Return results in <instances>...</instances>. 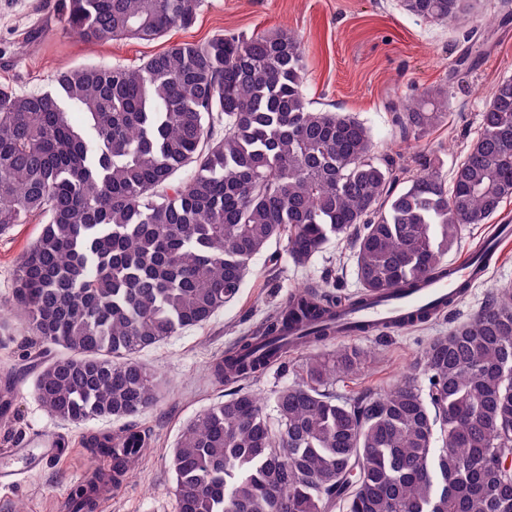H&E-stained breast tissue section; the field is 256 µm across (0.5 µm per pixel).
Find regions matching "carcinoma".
<instances>
[{"instance_id": "obj_1", "label": "carcinoma", "mask_w": 512, "mask_h": 512, "mask_svg": "<svg viewBox=\"0 0 512 512\" xmlns=\"http://www.w3.org/2000/svg\"><path fill=\"white\" fill-rule=\"evenodd\" d=\"M401 3L437 22L477 7ZM202 7L66 0L64 24L87 44L152 41ZM304 73L301 38L276 28L172 44L134 67H74L53 90L0 85V235L46 220L16 268L15 305L43 343L69 351L36 378L49 414L80 424L156 405L165 382L136 355L224 309L274 242L298 265L333 239L351 245L364 303L443 272L462 228L512 197V79L496 86L452 178L421 152V173L399 191L407 166L377 154L357 119L313 108ZM447 120L445 87L395 117L415 139ZM342 304L332 291H297L211 375L258 373L290 348L291 328L308 346L333 342ZM367 359L353 345L307 355L275 393L273 419L240 392L190 422L169 459L176 512H512L497 466L512 444V286L432 339L414 363L423 381L336 398V379ZM144 447L133 429L91 436L66 512H96L131 466L122 449Z\"/></svg>"}]
</instances>
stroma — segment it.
<instances>
[{
  "label": "stroma",
  "instance_id": "35a3bbf8",
  "mask_svg": "<svg viewBox=\"0 0 512 512\" xmlns=\"http://www.w3.org/2000/svg\"><path fill=\"white\" fill-rule=\"evenodd\" d=\"M61 0H0V83L24 92L47 91L56 75L80 65L135 66L180 42H203L220 33L248 35L285 27L303 38L305 90L316 108L358 117L369 128L379 153L407 155L420 148L436 151L445 173H452L476 137L481 114L496 85L512 77V16L502 0H480L474 15L441 23L405 11L401 0H204L190 28L172 27L162 39L84 44L64 28ZM479 30L480 53H469L468 34ZM448 89L449 116L420 141L403 139L396 112L425 89ZM33 217L0 237V308L10 311L12 336L0 342V380H14L8 422H0V458L9 449L41 451L45 435L58 437L62 454L50 457L18 485L0 488V512H62L70 488L88 464L85 438L120 433L123 421L100 417L72 424L49 417L35 396L36 365L65 356L44 345L13 311L17 264L41 228ZM512 225V198L504 200L489 223L471 225L447 255L448 262L477 250L495 226ZM336 281V291H358L356 268L345 244L331 242L306 266L288 256L257 255L238 297L202 326L143 350L139 359L167 381L153 409L136 419L147 446L123 483L102 497L97 512H176L171 494L169 454L181 429L210 405L240 388L271 401L294 379L303 353L288 356L257 377L238 385L216 383L210 366L298 288ZM512 285V249L486 271L449 313L408 329L356 338L371 359L358 377L338 379L335 391L346 397L363 389L384 390L411 374L412 364L434 338L470 319L496 289Z\"/></svg>",
  "mask_w": 512,
  "mask_h": 512
}]
</instances>
